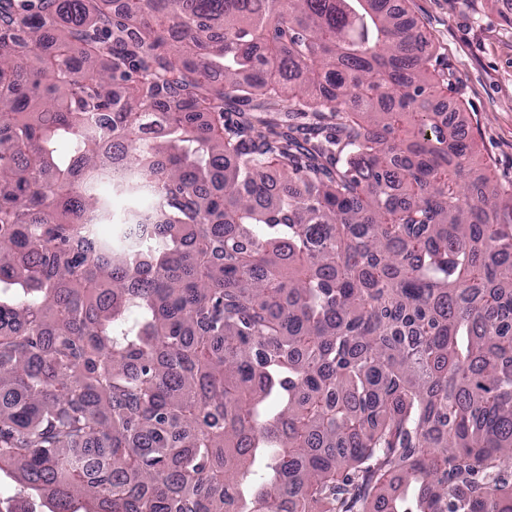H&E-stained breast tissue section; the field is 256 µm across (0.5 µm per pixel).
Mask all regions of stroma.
<instances>
[{"label": "stroma", "instance_id": "35a3bbf8", "mask_svg": "<svg viewBox=\"0 0 512 512\" xmlns=\"http://www.w3.org/2000/svg\"><path fill=\"white\" fill-rule=\"evenodd\" d=\"M448 83V107L471 132V166L512 183V0H405Z\"/></svg>", "mask_w": 512, "mask_h": 512}]
</instances>
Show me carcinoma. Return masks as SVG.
<instances>
[{
    "label": "carcinoma",
    "instance_id": "carcinoma-1",
    "mask_svg": "<svg viewBox=\"0 0 512 512\" xmlns=\"http://www.w3.org/2000/svg\"><path fill=\"white\" fill-rule=\"evenodd\" d=\"M423 42L384 0H0V470L64 512H512V185Z\"/></svg>",
    "mask_w": 512,
    "mask_h": 512
}]
</instances>
